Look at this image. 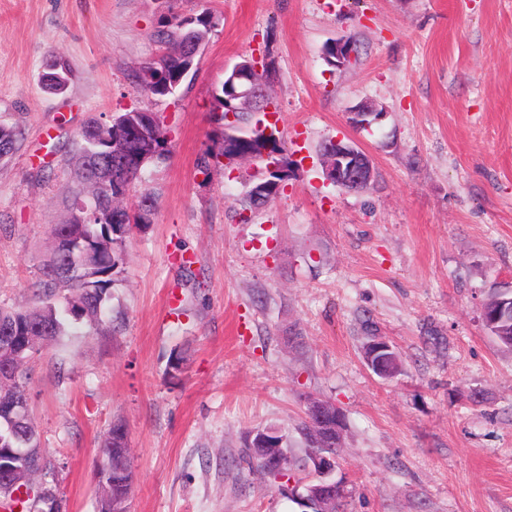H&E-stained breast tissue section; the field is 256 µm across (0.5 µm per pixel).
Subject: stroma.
Wrapping results in <instances>:
<instances>
[{
    "label": "stroma",
    "mask_w": 512,
    "mask_h": 512,
    "mask_svg": "<svg viewBox=\"0 0 512 512\" xmlns=\"http://www.w3.org/2000/svg\"><path fill=\"white\" fill-rule=\"evenodd\" d=\"M206 8L220 23L192 79L148 96L133 75L166 50L162 16ZM336 39L356 47L347 67L325 57ZM261 51L298 169L250 212L263 164L198 161L222 149L225 72ZM51 54L73 73L66 94L41 84ZM365 100L384 116L353 127ZM135 108L160 116L168 152L126 199L154 210L125 241L114 330L74 324L28 365L63 512H96L115 423L130 512H297L249 472L246 438L272 428L301 448L309 396L345 415L346 512H512V349L482 316L512 286V0H0V120L22 132L0 165L1 305L31 304L74 136ZM336 137L371 157L365 191L327 180ZM374 334L401 354L394 379L364 363ZM123 424L113 425L112 429L105 437V439L101 442L98 452L97 458L95 461V469L96 463L99 458L103 459L112 465V456L113 459H119L122 463L126 474L122 477L121 482L118 484L112 485V510L104 511V505L100 504L99 500H97L98 512H129V498L131 487L134 480V472L131 463V449L127 443V436ZM123 429L121 434H117V432ZM113 433V437H112Z\"/></svg>",
    "instance_id": "35a3bbf8"
}]
</instances>
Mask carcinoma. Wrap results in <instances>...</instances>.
Listing matches in <instances>:
<instances>
[{
    "instance_id": "cac0c4a2",
    "label": "carcinoma",
    "mask_w": 512,
    "mask_h": 512,
    "mask_svg": "<svg viewBox=\"0 0 512 512\" xmlns=\"http://www.w3.org/2000/svg\"><path fill=\"white\" fill-rule=\"evenodd\" d=\"M215 22L208 10L196 16H172L161 21V29L155 37L158 41L173 45L171 51L158 60L143 65L136 75L138 85L146 93L163 98L176 90L174 83L186 79L187 61L180 55L182 46L196 39L208 42ZM71 82V72L47 69L42 74V83L52 94L66 93ZM230 91L221 87L215 93L213 112L219 114V121H225L228 112ZM109 126L97 120L89 121L72 141V155L69 160L70 186L65 198L63 211L71 209L78 197H92L102 200L97 216L86 224L61 222L50 225V237L60 243L74 245L72 250L49 248L42 261L39 278L34 284V299L25 310H8L0 307V336L5 328L16 330L31 328L42 322L47 324L42 343L59 341L66 335L72 323H85L96 332H105L112 326L108 317L112 300L113 275L125 263L123 243L132 228L145 220L154 206L148 195L142 197L140 208L132 213L125 205V197H119L112 187L97 184L98 156L106 149ZM20 132L17 127L0 122V161L10 157L16 150ZM262 136L257 132L240 142L239 152L245 160L262 159L260 147ZM496 298L506 304L500 312L498 323L490 329L498 342L506 345L512 340V291L498 292ZM37 349L6 352L0 350V366L11 365L15 379L11 385L0 384V401L6 403L15 396H24L28 389V363ZM122 425H114L111 434L101 442L97 457L110 463L119 459L126 474L121 482L112 485L111 512H129V498L134 480L131 463V448L126 433L120 432ZM26 448L25 461L32 477L25 483L12 488L0 489V502L11 501L24 493L31 501V509L37 508V499L42 490V476L50 469L37 451L39 440L31 420L26 419L14 430L0 426V457H11V449Z\"/></svg>"
}]
</instances>
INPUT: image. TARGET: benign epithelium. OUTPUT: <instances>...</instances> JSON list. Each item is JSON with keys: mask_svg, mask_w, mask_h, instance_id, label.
I'll return each mask as SVG.
<instances>
[{"mask_svg": "<svg viewBox=\"0 0 512 512\" xmlns=\"http://www.w3.org/2000/svg\"><path fill=\"white\" fill-rule=\"evenodd\" d=\"M355 55L354 44L336 41V58L332 63L343 67ZM262 56L254 57V62L238 63L234 66L235 77L242 80L241 90L235 102L238 112H251L256 105V96L261 94V85L257 76L263 73L260 65ZM384 112L369 103L358 105L351 112L350 123L359 128H366L378 122ZM154 115L150 112H134L132 119L117 126L116 131L127 141H134L138 149L132 152L120 146L109 150V156L104 159L108 164L105 170L106 178L112 184L127 188L138 170L156 156V143L148 134L147 127L151 125ZM324 167L327 178L338 186H346L352 191L368 186L374 179V166L371 158L353 141L342 138L331 140L323 146ZM397 351L384 337L377 336L370 343L369 351L364 354L367 367L377 376L390 379L397 375L398 370L393 366ZM306 418L313 423L314 435L319 443H332L341 440L345 427V418L336 407L328 402L309 397L305 400ZM255 447L257 457L268 469L284 467L282 439L277 431L266 429L258 433ZM309 466L315 475V483L304 488L297 486L287 488L288 495L296 500L300 507H309L310 512H331L330 506L336 491L343 488V483L330 478L336 469V456L319 451L311 453ZM27 479V471L22 466L8 465L0 469V485H17ZM38 504L42 508L38 512H62L60 500L56 493L48 488L41 493Z\"/></svg>", "mask_w": 512, "mask_h": 512, "instance_id": "benign-epithelium-1", "label": "benign epithelium"}]
</instances>
